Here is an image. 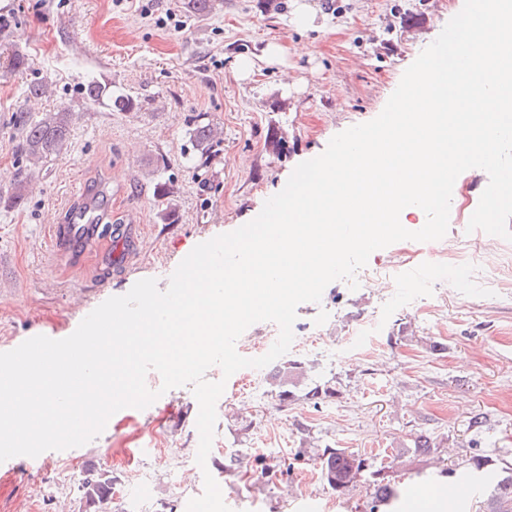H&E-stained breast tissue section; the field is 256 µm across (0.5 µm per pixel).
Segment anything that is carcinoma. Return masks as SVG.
<instances>
[{
  "label": "carcinoma",
  "mask_w": 512,
  "mask_h": 512,
  "mask_svg": "<svg viewBox=\"0 0 512 512\" xmlns=\"http://www.w3.org/2000/svg\"><path fill=\"white\" fill-rule=\"evenodd\" d=\"M82 98L98 103L103 99L112 102V108L118 111H131L135 108L133 99L124 94L112 92V85L98 81H89L82 87ZM72 112L63 108L57 112H48L39 119L29 113L17 111L13 115L12 126L22 140V151L33 163L46 161L58 154L70 136ZM191 151L204 165L212 154L219 151L221 140L209 123L199 121L193 124L189 136ZM26 188L24 179L18 178L10 189H0V202L13 207L24 203ZM308 367L302 362H285L271 377L272 385L277 388V398L288 405L297 397V390L306 378ZM304 398L318 403L336 397V388L328 384H314L302 389ZM392 465H376L373 458L346 448H327L320 457V474L328 487L339 495L345 494L351 486L364 476L374 489L375 502H386L397 492L391 485L389 470ZM505 473L492 487L486 500V512H512V466H502ZM114 478L107 472H92L81 486V499L93 512H112V494Z\"/></svg>",
  "instance_id": "obj_1"
}]
</instances>
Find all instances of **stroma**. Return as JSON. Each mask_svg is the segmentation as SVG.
I'll list each match as a JSON object with an SVG mask.
<instances>
[{
	"mask_svg": "<svg viewBox=\"0 0 512 512\" xmlns=\"http://www.w3.org/2000/svg\"><path fill=\"white\" fill-rule=\"evenodd\" d=\"M315 13L302 24L298 8ZM464 0H210L190 13L185 0H0L11 22L0 36V185L31 176L24 204H0V352L32 336L62 339L98 305L142 279L166 289L199 243L254 219L294 168L319 156L329 140L377 117L405 69L459 13ZM281 44L282 63L261 61ZM29 66L16 71L13 54ZM255 59L248 78L239 59ZM111 83L135 108L117 112L85 102L89 79ZM48 82L35 98L30 83ZM74 110L60 155L30 167L12 128L14 112L38 117ZM221 128L224 143L207 167L183 153L195 117ZM489 182L463 172L453 188L449 229L437 241H400L374 251L357 289L329 284L320 302L297 308L288 358L332 381L336 398L280 405L271 385L276 364L241 371L216 404L211 452L198 466V402L192 386L162 394L143 410H120L87 444L0 463V512H85L77 486L89 471L116 479L113 512H186L203 476L219 484L231 512H413L410 488L445 486L450 475L478 484L469 501L438 500L431 512H483L488 487L512 463V241L467 232ZM172 190V209L159 185ZM100 190L105 208L136 212V258L113 267L109 241L54 251L51 236L64 205ZM462 252L459 273L439 249ZM438 342L431 350L429 342ZM481 415V428L470 421ZM429 454L406 448L418 434ZM387 461L396 457L395 503L373 506L361 480L331 491L320 475L325 447ZM241 454L239 465L225 461ZM490 459L483 471L472 460Z\"/></svg>",
	"mask_w": 512,
	"mask_h": 512,
	"instance_id": "1",
	"label": "stroma"
}]
</instances>
